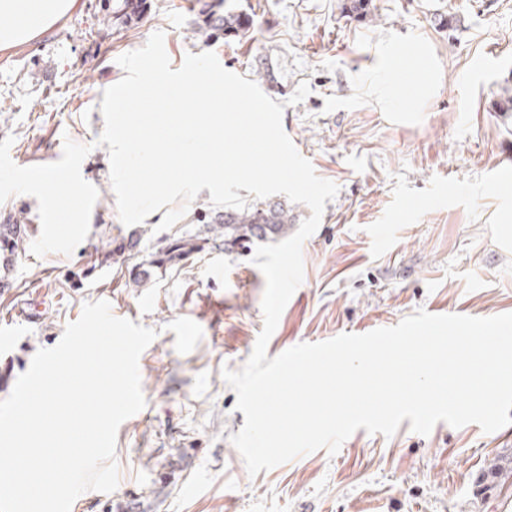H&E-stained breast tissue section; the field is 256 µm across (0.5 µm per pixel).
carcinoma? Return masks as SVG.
<instances>
[{"instance_id": "1", "label": "carcinoma", "mask_w": 512, "mask_h": 512, "mask_svg": "<svg viewBox=\"0 0 512 512\" xmlns=\"http://www.w3.org/2000/svg\"><path fill=\"white\" fill-rule=\"evenodd\" d=\"M120 18L124 23L140 21L148 12L147 0H123ZM342 14L351 20H372L375 17L372 0H342ZM199 33L208 38L224 37V41H241L256 29V15L233 7L228 0H208L200 10ZM497 111L512 112V81L501 85L495 102ZM296 216L288 204L268 201L252 204L243 209L227 208L215 214L207 224L208 236L173 237L161 243L149 267L159 269L167 263L182 260L205 248L210 242L226 246L239 243L255 244L278 240L288 235V227ZM26 234L24 224H0V257L11 262Z\"/></svg>"}]
</instances>
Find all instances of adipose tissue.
Instances as JSON below:
<instances>
[{
	"instance_id": "obj_1",
	"label": "adipose tissue",
	"mask_w": 512,
	"mask_h": 512,
	"mask_svg": "<svg viewBox=\"0 0 512 512\" xmlns=\"http://www.w3.org/2000/svg\"><path fill=\"white\" fill-rule=\"evenodd\" d=\"M74 0H0V16L13 23L0 28V47L9 48L50 31Z\"/></svg>"
}]
</instances>
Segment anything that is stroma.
Here are the masks:
<instances>
[{
  "label": "stroma",
  "instance_id": "obj_1",
  "mask_svg": "<svg viewBox=\"0 0 512 512\" xmlns=\"http://www.w3.org/2000/svg\"><path fill=\"white\" fill-rule=\"evenodd\" d=\"M253 11L250 40L196 32L198 0H151L141 22L113 21L122 0H75L46 35L0 49V224L29 237L0 288V400L35 353L56 346L84 304L156 330L139 359L146 404L119 427V483L81 494L71 512H512L507 429L403 420L392 437L358 429L336 455L321 449L250 476L230 441L245 417L222 371L240 369L263 327L265 277L253 250L206 246L133 282L162 235V212L119 219L103 92L124 77L120 55L165 34L172 68L215 52L284 106L283 128L315 172L335 182L302 246L304 277L267 345L397 325L417 310L489 317L512 312V115L494 101L512 77V0H376L373 20L343 18L340 0H233ZM459 19L438 28L437 14ZM310 93L289 98L300 83ZM56 173L80 188L84 223L45 207ZM57 236L59 246L44 242ZM176 467H169L170 458Z\"/></svg>",
  "mask_w": 512,
  "mask_h": 512
}]
</instances>
